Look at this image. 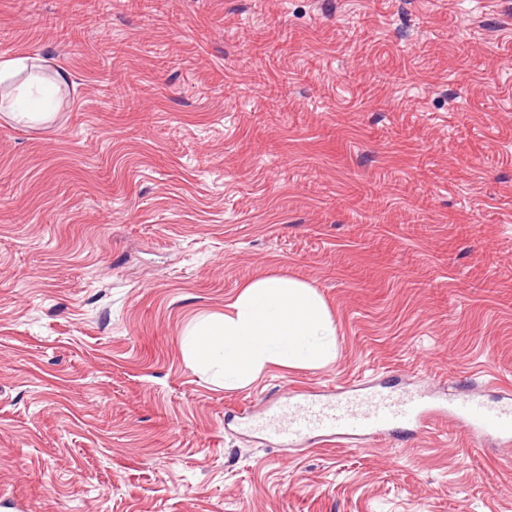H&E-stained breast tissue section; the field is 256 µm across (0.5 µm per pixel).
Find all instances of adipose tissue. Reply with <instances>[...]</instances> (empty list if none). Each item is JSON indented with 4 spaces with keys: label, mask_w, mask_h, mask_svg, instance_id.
Listing matches in <instances>:
<instances>
[{
    "label": "adipose tissue",
    "mask_w": 512,
    "mask_h": 512,
    "mask_svg": "<svg viewBox=\"0 0 512 512\" xmlns=\"http://www.w3.org/2000/svg\"><path fill=\"white\" fill-rule=\"evenodd\" d=\"M67 71L43 80L27 55L0 62V84L12 86L0 98V115L25 123L51 120L54 93L70 85ZM197 371L215 373L225 387L251 383L268 366L316 368L337 356L336 327L325 303L310 285L284 278L248 284L229 313L197 322L185 338Z\"/></svg>",
    "instance_id": "1"
}]
</instances>
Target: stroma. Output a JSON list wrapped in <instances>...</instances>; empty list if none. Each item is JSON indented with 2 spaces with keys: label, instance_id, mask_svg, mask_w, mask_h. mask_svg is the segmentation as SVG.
<instances>
[{
  "label": "stroma",
  "instance_id": "1",
  "mask_svg": "<svg viewBox=\"0 0 512 512\" xmlns=\"http://www.w3.org/2000/svg\"><path fill=\"white\" fill-rule=\"evenodd\" d=\"M19 54L71 84L0 119V512H512L455 428L224 420L512 384V0H0ZM267 276L338 355L224 388L184 337Z\"/></svg>",
  "mask_w": 512,
  "mask_h": 512
}]
</instances>
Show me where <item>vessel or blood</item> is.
<instances>
[{
    "mask_svg": "<svg viewBox=\"0 0 512 512\" xmlns=\"http://www.w3.org/2000/svg\"><path fill=\"white\" fill-rule=\"evenodd\" d=\"M436 422L454 425L473 440L494 437L512 442V403L490 405L470 393L435 402L378 390L340 391L324 400L295 391L265 414L256 428L269 438L292 444L314 435L325 442H339L381 438L398 431L422 432Z\"/></svg>",
    "mask_w": 512,
    "mask_h": 512,
    "instance_id": "1",
    "label": "vessel or blood"
}]
</instances>
